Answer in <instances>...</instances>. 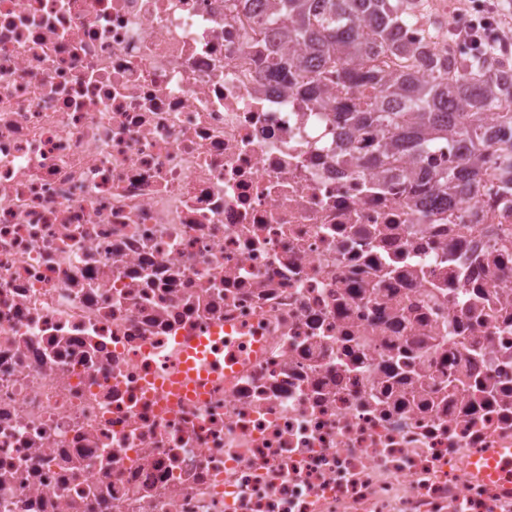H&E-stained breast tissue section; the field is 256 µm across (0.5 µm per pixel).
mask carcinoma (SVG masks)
Returning <instances> with one entry per match:
<instances>
[{
    "mask_svg": "<svg viewBox=\"0 0 512 512\" xmlns=\"http://www.w3.org/2000/svg\"><path fill=\"white\" fill-rule=\"evenodd\" d=\"M424 13V0H269L263 25L266 37L291 41L304 52L271 61L270 76L305 99L321 97L328 85L361 81L378 93L372 102H338L331 106L343 128L341 145L355 147L353 132L373 127L386 138L382 162L394 163L410 151L454 152L432 180L448 193L472 194L480 185L477 159L492 150L503 174L512 169V138L492 141L485 114L512 130V95L499 86L512 83V68L494 70L484 54L436 61L434 75L423 80L406 66L388 75L379 61L405 50L402 26ZM308 81L297 80L299 72Z\"/></svg>",
    "mask_w": 512,
    "mask_h": 512,
    "instance_id": "1",
    "label": "carcinoma"
}]
</instances>
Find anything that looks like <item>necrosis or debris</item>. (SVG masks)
<instances>
[{"label": "necrosis or debris", "mask_w": 512, "mask_h": 512, "mask_svg": "<svg viewBox=\"0 0 512 512\" xmlns=\"http://www.w3.org/2000/svg\"><path fill=\"white\" fill-rule=\"evenodd\" d=\"M240 0H0V512H512V194L339 147ZM415 70L448 44L403 31ZM249 349L201 396L178 338ZM218 334L219 329L216 328L211 332L212 336H210L209 339H206L203 336L199 338L178 339V351L182 370L177 375L171 376L160 383V387L164 392L170 393V397L183 395L186 392L184 383L187 379L193 381L198 372H201L202 374L205 373L206 369L202 367L200 370H196L195 361L189 357L192 356L198 360L206 358L208 356L206 346L209 345L210 341L219 342V338L224 339V336L221 337L218 336Z\"/></svg>", "instance_id": "obj_1"}]
</instances>
